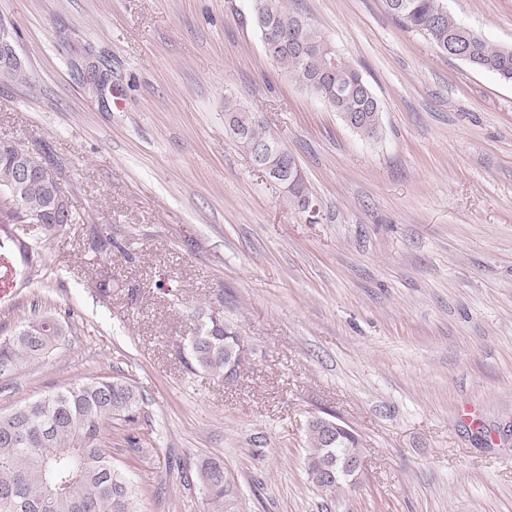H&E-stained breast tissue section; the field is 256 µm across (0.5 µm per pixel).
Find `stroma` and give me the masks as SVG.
<instances>
[{"instance_id": "1", "label": "stroma", "mask_w": 512, "mask_h": 512, "mask_svg": "<svg viewBox=\"0 0 512 512\" xmlns=\"http://www.w3.org/2000/svg\"><path fill=\"white\" fill-rule=\"evenodd\" d=\"M294 2L369 83L377 139L279 75L251 0H0L26 73L0 77V137L46 155L82 217L45 250L49 278L0 274V336L72 311L49 358L0 378V412L128 378L143 450L120 420L107 444L141 512H211L202 458L224 466L220 512H512V83L384 0ZM444 4L512 46V0ZM228 92L296 156L316 215L237 147ZM94 228L111 256L87 251ZM212 312L251 351L230 383L180 356ZM330 415L363 456L335 494L307 475V422Z\"/></svg>"}]
</instances>
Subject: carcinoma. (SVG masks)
<instances>
[{"label": "carcinoma", "instance_id": "carcinoma-1", "mask_svg": "<svg viewBox=\"0 0 512 512\" xmlns=\"http://www.w3.org/2000/svg\"><path fill=\"white\" fill-rule=\"evenodd\" d=\"M442 0H385L388 11L410 31L424 35L440 51L462 42L471 67L512 81V47L494 46L471 28L443 12ZM251 19L261 41L275 47L270 59L281 74L302 83L319 101L329 103L341 121L360 136L375 140L380 134V104L360 71L349 61L332 59L327 39L310 18L288 5V0H252ZM251 109L232 93L224 95V114L245 119ZM244 153L255 144L271 141L278 150L268 163L282 168L292 156L266 124L247 121L236 131L229 128ZM33 155L36 176L20 201L0 193V238L11 239V254L24 270L22 280L42 266L47 243L79 215L72 209L56 169L39 152L11 139H0V188L15 177L16 160ZM309 190L302 173L294 188L282 195L299 210L301 193ZM91 252L112 254V237L90 232ZM66 316L42 313L10 336L0 337V377L24 361L44 359L65 333ZM241 336L224 317L210 314L186 344V363L227 378L224 344H237ZM140 395L128 381L112 376H91L0 413V512H138V497L123 472L112 464L105 433L112 420L136 423ZM307 473L321 492L355 485L344 476L321 482L317 468L325 460L342 462L360 452L356 435L342 432L331 445L322 434L308 431ZM197 475L213 504L224 501V468L202 459Z\"/></svg>", "mask_w": 512, "mask_h": 512}]
</instances>
